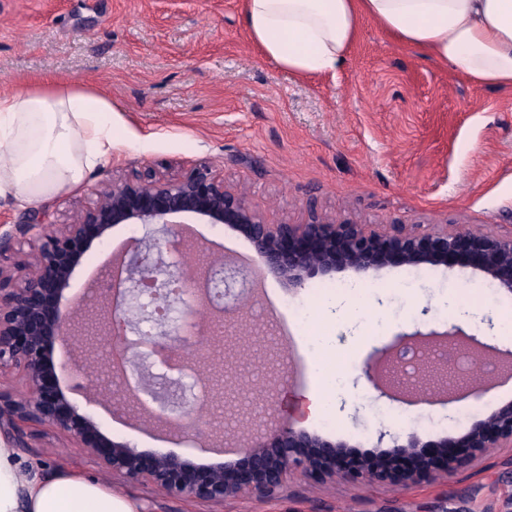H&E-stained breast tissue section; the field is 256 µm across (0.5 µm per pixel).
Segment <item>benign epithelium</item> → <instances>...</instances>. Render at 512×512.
Returning a JSON list of instances; mask_svg holds the SVG:
<instances>
[{"instance_id":"7a95c632","label":"benign epithelium","mask_w":512,"mask_h":512,"mask_svg":"<svg viewBox=\"0 0 512 512\" xmlns=\"http://www.w3.org/2000/svg\"><path fill=\"white\" fill-rule=\"evenodd\" d=\"M222 224L252 246L257 265L244 268L222 258L209 262L206 281L221 282L204 300L220 316L235 314L249 297L248 284L257 275L278 280L297 294L309 280L352 271L375 276L388 267L444 266L472 268L500 290L512 294V236L484 228L461 229L443 224L423 231L418 224H360L312 206L302 224H271L248 201L242 189H231L206 164L178 173L146 170L113 176L96 190V200L80 209L67 224H47L37 217L0 233V245L17 239L33 245V252L12 269L0 266V370L15 369L26 396L14 399L0 390V434L17 448H27L23 426L56 429L94 458L100 470L127 481L146 482L178 498L221 503L244 496L270 497L294 474L312 481L350 484L412 483L439 480L473 467L489 448H512V402L501 405L472 424L461 436L424 442L410 432L378 451L366 452L347 463L351 445L331 440L291 420L275 419L263 433L230 462L204 464L176 454H148L128 442L113 439L101 429L92 411L71 399L72 388L62 384L73 359L53 358L54 346L79 334L70 312L84 310L67 304L66 291L75 269L93 245L108 238L118 224L160 226L162 238L125 260V289L116 291L95 308L85 325L93 335L108 337L113 350L127 355L126 369L134 370L132 347L119 330L155 318L156 309L141 301L143 285L165 287L187 282L170 271L162 247L180 236L184 220ZM183 327L161 326L159 337H144L151 347L176 352ZM139 385L115 394L112 388L93 390L90 400L102 407L121 405L140 415L145 410ZM175 425L193 427L209 435L212 420L197 405L181 407ZM456 452L450 453L448 449Z\"/></svg>"}]
</instances>
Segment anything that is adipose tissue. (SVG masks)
Here are the masks:
<instances>
[{
	"label": "adipose tissue",
	"instance_id": "1",
	"mask_svg": "<svg viewBox=\"0 0 512 512\" xmlns=\"http://www.w3.org/2000/svg\"><path fill=\"white\" fill-rule=\"evenodd\" d=\"M262 55L294 75H335L363 20L474 85L512 88V0H243ZM112 104L96 91L42 82L0 91V199L38 210L77 189L112 155ZM339 299L315 301L298 339L308 384L295 399L305 420L335 416L342 394L328 328ZM0 512H139L97 477L69 469L26 475L0 437Z\"/></svg>",
	"mask_w": 512,
	"mask_h": 512
}]
</instances>
